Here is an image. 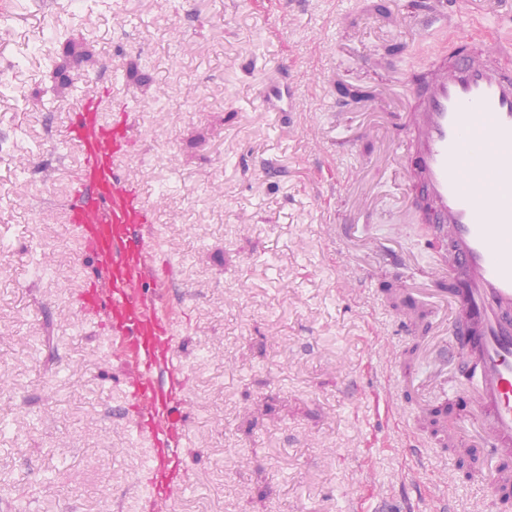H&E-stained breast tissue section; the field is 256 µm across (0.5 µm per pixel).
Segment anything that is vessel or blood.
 <instances>
[{
  "mask_svg": "<svg viewBox=\"0 0 512 512\" xmlns=\"http://www.w3.org/2000/svg\"><path fill=\"white\" fill-rule=\"evenodd\" d=\"M500 53L486 41L469 54L439 60L417 79L396 159L422 221L448 235L447 260L422 278L458 284L450 300L449 351L477 381L463 393L457 441L494 462V482L505 490L512 487V68L500 63ZM264 104L292 111L287 74L268 85ZM69 140L81 154L82 171L68 209L88 238L95 270L78 312L88 320L110 313L109 347L135 355L124 385L137 412V434L149 449L148 491L160 512L184 488L180 482L160 486L158 477L164 466L181 465L186 374L168 311L147 286L155 278L154 248L129 245L151 212L122 172L130 146L124 121L74 120Z\"/></svg>",
  "mask_w": 512,
  "mask_h": 512,
  "instance_id": "b4317fda",
  "label": "vessel or blood"
}]
</instances>
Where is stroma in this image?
Instances as JSON below:
<instances>
[{
  "instance_id": "1",
  "label": "stroma",
  "mask_w": 512,
  "mask_h": 512,
  "mask_svg": "<svg viewBox=\"0 0 512 512\" xmlns=\"http://www.w3.org/2000/svg\"><path fill=\"white\" fill-rule=\"evenodd\" d=\"M92 60L46 70L55 28ZM472 43L512 48V0L424 25L412 0H0V512H154L149 453L91 260L68 220L77 102L125 113L124 176L151 207L157 294L186 368L185 492L170 512H405L403 488L490 512L491 480L404 445L431 399L383 396L410 350L371 237L435 259L402 193L403 78ZM288 64L296 115L262 102ZM370 90L340 116L336 82Z\"/></svg>"
}]
</instances>
